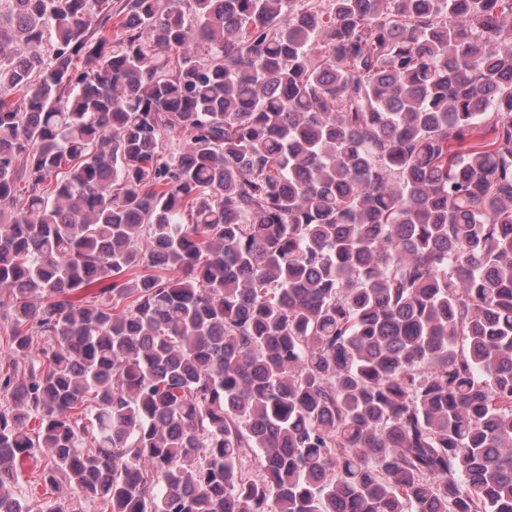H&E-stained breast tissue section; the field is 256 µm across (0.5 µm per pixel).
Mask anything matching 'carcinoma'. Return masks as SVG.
I'll list each match as a JSON object with an SVG mask.
<instances>
[{
  "instance_id": "obj_1",
  "label": "carcinoma",
  "mask_w": 512,
  "mask_h": 512,
  "mask_svg": "<svg viewBox=\"0 0 512 512\" xmlns=\"http://www.w3.org/2000/svg\"><path fill=\"white\" fill-rule=\"evenodd\" d=\"M328 2L0 0V512H512V0Z\"/></svg>"
}]
</instances>
